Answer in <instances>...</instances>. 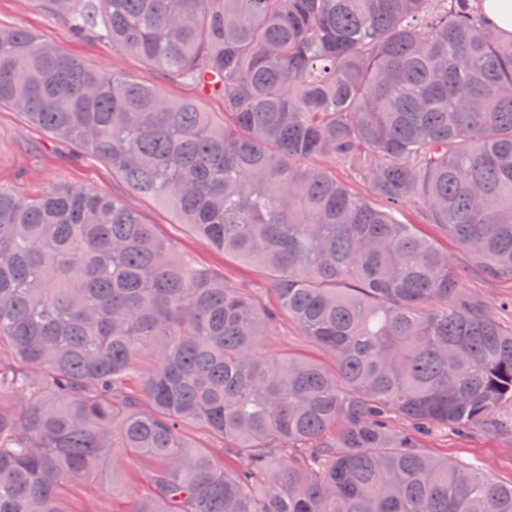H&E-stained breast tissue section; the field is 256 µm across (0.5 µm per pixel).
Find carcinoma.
Segmentation results:
<instances>
[{"label":"carcinoma","mask_w":512,"mask_h":512,"mask_svg":"<svg viewBox=\"0 0 512 512\" xmlns=\"http://www.w3.org/2000/svg\"><path fill=\"white\" fill-rule=\"evenodd\" d=\"M42 2L222 118L25 28L0 27V105L265 269L278 311L115 196L0 186V512H73L119 446L149 483L127 512H512L421 445L504 425L512 329L395 216L512 282V39L478 0ZM280 314L334 366L266 350ZM336 179L345 184L355 194L376 202L368 185L364 181L360 180L351 168L347 166H336Z\"/></svg>","instance_id":"obj_1"}]
</instances>
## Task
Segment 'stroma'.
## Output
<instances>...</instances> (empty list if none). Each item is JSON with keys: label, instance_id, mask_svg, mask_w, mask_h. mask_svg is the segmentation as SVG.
I'll return each instance as SVG.
<instances>
[{"label": "stroma", "instance_id": "stroma-1", "mask_svg": "<svg viewBox=\"0 0 512 512\" xmlns=\"http://www.w3.org/2000/svg\"><path fill=\"white\" fill-rule=\"evenodd\" d=\"M0 26L32 30L42 39L62 46L84 62L145 84L161 86L169 98L181 100L196 96L190 86L163 81L157 71L133 56L91 38L69 37L60 19L43 8L40 0H0ZM0 185L19 189L29 195H39L63 185L92 187L119 197L146 221L158 225L162 233L193 262L223 274L229 285L251 293L260 307L270 308L275 304L266 274L259 266L224 256L222 252L212 249L180 225L164 202L144 198L129 190L122 179L93 158L72 160L68 148L55 143L47 133L32 126L20 112L4 105L0 106ZM448 252L455 266L464 274L466 286L473 295L493 307L501 299L512 296V285L474 276L473 262L467 252L453 245L449 246ZM270 342L275 348L309 357L325 365L333 363L330 355L304 336L300 327L288 317L279 319ZM423 446L432 455L457 463L480 462L498 482L512 481L511 428L490 431L475 426L462 434L452 430L434 433L424 439ZM113 483L140 495L146 489L140 464L124 456L113 472L103 476L97 487L73 490L72 507L82 512L83 507L97 503L101 506V512H126L129 506L127 499H115L106 493L108 486Z\"/></svg>", "mask_w": 512, "mask_h": 512}]
</instances>
